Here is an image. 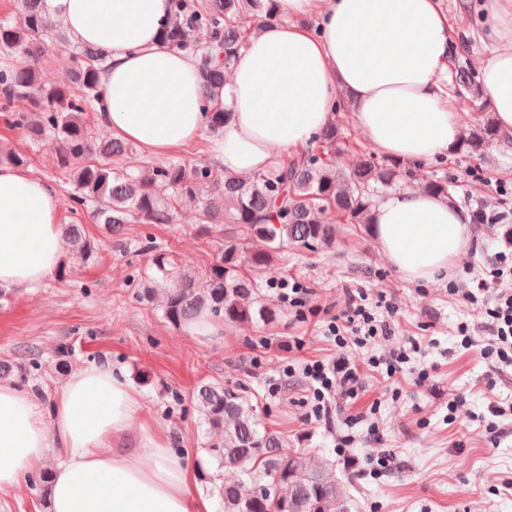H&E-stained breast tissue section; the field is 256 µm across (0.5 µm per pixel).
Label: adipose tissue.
<instances>
[{"label":"adipose tissue","mask_w":512,"mask_h":512,"mask_svg":"<svg viewBox=\"0 0 512 512\" xmlns=\"http://www.w3.org/2000/svg\"><path fill=\"white\" fill-rule=\"evenodd\" d=\"M280 21L252 36L221 94L231 116L204 138L196 58L159 39L169 0H46L71 37L106 55L96 120L149 156L206 140L209 159L251 175L276 153L313 147L340 93L377 152L413 164L459 141L455 104L441 83L452 41L439 0H278ZM494 39L480 79L496 124L512 130V0H485ZM59 191L31 172L0 165V285L29 289L58 268L64 240ZM467 213L419 190L390 195L375 212L378 244L406 279L447 275L469 245ZM142 409L138 392L106 365L76 371L51 413L0 381V493L58 463L51 512H212L190 494L189 474L152 439L125 447Z\"/></svg>","instance_id":"1"}]
</instances>
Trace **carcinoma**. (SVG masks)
Returning a JSON list of instances; mask_svg holds the SVG:
<instances>
[{
    "label": "carcinoma",
    "instance_id": "obj_1",
    "mask_svg": "<svg viewBox=\"0 0 512 512\" xmlns=\"http://www.w3.org/2000/svg\"><path fill=\"white\" fill-rule=\"evenodd\" d=\"M169 2L160 40L195 55L209 99L219 98L226 73L255 32L252 21L278 18L276 0ZM44 4L16 0V16L0 19V52L33 60L24 68H0V118L33 142H54V165L70 177L64 198L68 212L89 211L98 223L118 232L125 224H171L173 202L188 197L199 201L204 229L232 224L261 242L247 253L238 235L226 237L216 260L200 276L166 253L155 254L145 273L144 294L163 290L164 317L172 326L203 319L239 326L256 317L274 320L275 310L262 302L254 282L241 275L242 267L268 268L289 245L308 250L332 245L338 216L349 224H372L375 197L394 185L400 162L378 163L368 156L344 169L336 162L342 132L334 122L322 133L319 152L301 153L248 177L180 161L147 171L124 168L121 160L133 145L118 138L95 139L84 120L95 111L105 58L90 46L52 33ZM48 51L67 81H42L38 62ZM455 82L466 91L476 86L474 64L459 67ZM16 97L28 99L30 109L13 111ZM229 113L220 105L207 111L209 130L220 131ZM495 140L512 144V134L502 133L488 119L463 131L460 146L475 154ZM423 191L455 202V184L446 175L430 177ZM64 238L77 257L93 254L94 245L76 225H68ZM196 399L204 423L224 434V483L219 488L224 512H351V504L340 496L335 468L306 448L288 447L238 390L203 384Z\"/></svg>",
    "mask_w": 512,
    "mask_h": 512
}]
</instances>
